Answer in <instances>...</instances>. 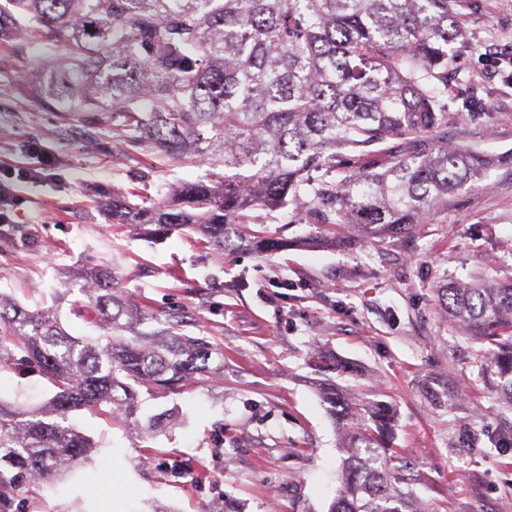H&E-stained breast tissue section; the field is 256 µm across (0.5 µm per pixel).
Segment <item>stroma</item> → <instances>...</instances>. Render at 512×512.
<instances>
[{
	"mask_svg": "<svg viewBox=\"0 0 512 512\" xmlns=\"http://www.w3.org/2000/svg\"><path fill=\"white\" fill-rule=\"evenodd\" d=\"M451 46L448 141L491 160L426 223L383 240L329 231L307 209L251 212L288 249L214 256L200 236L160 241L112 227L102 195L159 201L208 175L122 142L83 112H58L26 79L40 58L28 37L0 39V180L54 157L18 188L0 226V291L52 310L72 336L86 322L79 276L114 265L125 296L181 335L224 353V374L141 394L131 426L86 410L71 421L97 451L55 486L24 484L11 512H329L340 484L342 430L321 396L383 400L395 414L393 465L423 512H512V408L488 377L487 345L449 320L446 283L512 282V66L491 75L489 44L512 46V0L465 10ZM484 101L470 112L472 96ZM51 390L38 368L0 372V398L26 407ZM160 417L145 428L148 417Z\"/></svg>",
	"mask_w": 512,
	"mask_h": 512,
	"instance_id": "stroma-1",
	"label": "stroma"
}]
</instances>
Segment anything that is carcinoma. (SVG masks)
I'll list each match as a JSON object with an SVG mask.
<instances>
[{"label": "carcinoma", "instance_id": "carcinoma-1", "mask_svg": "<svg viewBox=\"0 0 512 512\" xmlns=\"http://www.w3.org/2000/svg\"><path fill=\"white\" fill-rule=\"evenodd\" d=\"M478 0H10L4 26L36 35L30 89L58 112H90L146 154L209 165L161 202L101 200L112 225L152 239L179 231L222 256L240 244L287 243L239 231L255 210L290 204L317 224L383 238L419 224L475 179L487 158L436 143L448 132V46L463 38V2ZM404 137L370 169L336 172L348 151ZM88 312L106 333L69 335L49 309L0 293V370L21 358L54 388L23 409L0 398V512L20 477L44 482L80 467L95 444L70 422L82 409L133 416L139 390L178 391L215 376L224 355L145 314L121 280L90 273ZM446 313L490 344L489 368L512 405V284L439 289ZM323 396L345 421L342 486L330 512H419L389 467L392 414L382 402Z\"/></svg>", "mask_w": 512, "mask_h": 512}]
</instances>
